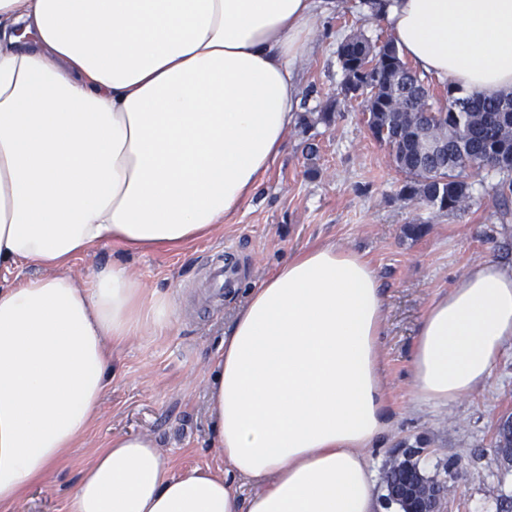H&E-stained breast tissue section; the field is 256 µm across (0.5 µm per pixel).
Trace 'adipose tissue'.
<instances>
[{
    "label": "adipose tissue",
    "mask_w": 512,
    "mask_h": 512,
    "mask_svg": "<svg viewBox=\"0 0 512 512\" xmlns=\"http://www.w3.org/2000/svg\"><path fill=\"white\" fill-rule=\"evenodd\" d=\"M334 0H0V510L92 428L112 349L175 324L116 244L179 252L221 228L279 155L300 100L292 64ZM401 57L463 93L512 89V0H377ZM36 275H23L26 266ZM385 299L355 251L284 260L213 358L227 464L175 471L115 435L68 512H377L367 450L391 425L378 359ZM512 342V270L487 259L429 303L413 406L448 407Z\"/></svg>",
    "instance_id": "1"
}]
</instances>
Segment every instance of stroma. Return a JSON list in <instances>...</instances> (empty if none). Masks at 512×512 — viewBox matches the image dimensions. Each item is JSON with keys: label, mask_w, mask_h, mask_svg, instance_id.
I'll return each instance as SVG.
<instances>
[{"label": "stroma", "mask_w": 512, "mask_h": 512, "mask_svg": "<svg viewBox=\"0 0 512 512\" xmlns=\"http://www.w3.org/2000/svg\"><path fill=\"white\" fill-rule=\"evenodd\" d=\"M317 26L295 64L300 112L330 110L334 117L306 132L291 126L262 183L223 228L179 254L100 246L74 261L78 278L95 266H124L148 291L171 295L177 319L171 332L148 329L113 350L112 385L92 429L14 512H67L82 468L119 434L151 437L179 470L220 467L207 396L211 359L249 291L279 262L316 244L363 254L385 296L379 362L393 424L368 451L377 475L402 444L417 445L425 473L453 488L443 512H512V466L497 462L492 447L499 420L512 415V343L488 382L445 411H415L410 373L417 328L432 297L484 259L512 267V223L499 224L493 182L474 173L470 209L439 212L400 200L404 174L371 136L359 103L339 97L344 74L336 54L353 29L373 38L389 33L362 21L359 0H339ZM416 222L425 223V232L407 235ZM227 245L235 246L241 272L220 297L209 287L208 261Z\"/></svg>", "instance_id": "1"}]
</instances>
